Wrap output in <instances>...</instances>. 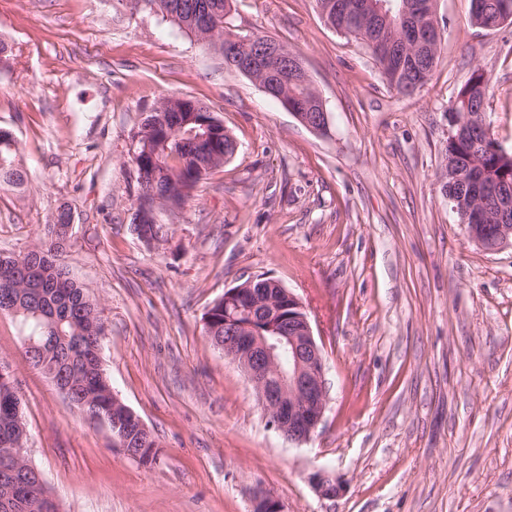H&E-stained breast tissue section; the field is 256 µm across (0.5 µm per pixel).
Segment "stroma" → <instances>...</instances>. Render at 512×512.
Segmentation results:
<instances>
[{
    "label": "stroma",
    "mask_w": 512,
    "mask_h": 512,
    "mask_svg": "<svg viewBox=\"0 0 512 512\" xmlns=\"http://www.w3.org/2000/svg\"><path fill=\"white\" fill-rule=\"evenodd\" d=\"M435 16L432 76L404 94L315 0H232L231 32L301 57L328 112L317 133L127 0H0V130L28 173L0 190V254L70 209L65 262L101 310L103 369L157 444L151 465L116 448L22 362L21 322L0 315L27 455L60 512H251L258 487L285 512H512V246L473 243L441 182L448 107L474 69L512 153V24L471 26L469 0H436ZM171 96L207 106L237 148L159 211L174 232L150 250L131 230L130 144ZM260 274L300 300L325 361V413L301 444L204 329L226 289ZM319 472L339 497H319Z\"/></svg>",
    "instance_id": "obj_1"
}]
</instances>
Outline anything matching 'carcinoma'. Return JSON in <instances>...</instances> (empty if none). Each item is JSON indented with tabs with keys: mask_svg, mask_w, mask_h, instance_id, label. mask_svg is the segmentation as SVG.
Segmentation results:
<instances>
[{
	"mask_svg": "<svg viewBox=\"0 0 512 512\" xmlns=\"http://www.w3.org/2000/svg\"><path fill=\"white\" fill-rule=\"evenodd\" d=\"M480 2L477 10L469 13L472 25L479 27L497 15L512 23V0H470ZM153 5V11L168 18L190 35L196 34L199 22L207 18L210 29L217 30L222 41L232 33L226 30L228 0H144ZM488 83L484 74L475 70L457 91L448 114L462 110L465 102L476 105L486 100ZM205 122L208 117L200 112L194 115L177 114L173 110L154 111L138 128L140 140L137 152L141 159L151 163L160 173L159 199L181 207L191 191L212 170L222 166L225 157L233 155L236 143L225 132L219 134L207 126L201 133L202 142L185 138L178 125L185 120ZM450 163L469 169L473 187L487 190L492 178H497L506 189L512 188V158L503 153L496 140L474 128L458 139L448 137ZM27 181V172L16 159L14 141L0 136V188L15 189ZM71 234L63 215L56 214L53 223L45 226L43 236L26 251L16 256L11 269L0 267V314L14 308L13 315L26 326L23 339L42 341L56 337L43 364H33L51 380H58L68 388L87 410L103 418L114 435L135 438L136 425L120 410H112L109 398L112 385L101 362L102 325L104 321L96 301L70 275L63 255L70 245ZM210 321L206 334L217 339L224 336V299H218L208 310ZM20 407L16 382L0 378V445L18 438L17 424ZM12 483L15 501L9 507L0 506V512H30L35 500L37 478L34 472L18 466L0 455V480Z\"/></svg>",
	"mask_w": 512,
	"mask_h": 512,
	"instance_id": "1",
	"label": "carcinoma"
}]
</instances>
